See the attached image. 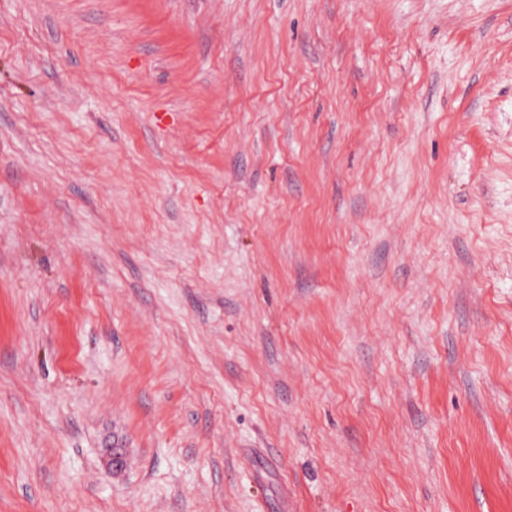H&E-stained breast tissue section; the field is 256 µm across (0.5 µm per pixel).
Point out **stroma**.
Returning a JSON list of instances; mask_svg holds the SVG:
<instances>
[{
    "label": "stroma",
    "mask_w": 512,
    "mask_h": 512,
    "mask_svg": "<svg viewBox=\"0 0 512 512\" xmlns=\"http://www.w3.org/2000/svg\"><path fill=\"white\" fill-rule=\"evenodd\" d=\"M0 512H512V0H0Z\"/></svg>",
    "instance_id": "1"
}]
</instances>
